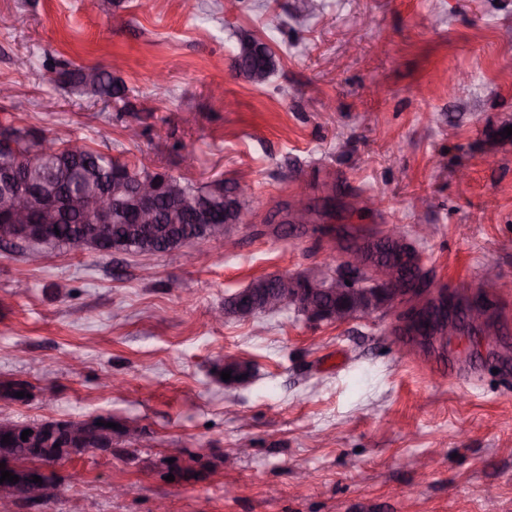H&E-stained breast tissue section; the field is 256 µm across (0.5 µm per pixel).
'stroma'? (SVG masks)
Returning a JSON list of instances; mask_svg holds the SVG:
<instances>
[{
    "label": "stroma",
    "mask_w": 512,
    "mask_h": 512,
    "mask_svg": "<svg viewBox=\"0 0 512 512\" xmlns=\"http://www.w3.org/2000/svg\"><path fill=\"white\" fill-rule=\"evenodd\" d=\"M0 0V125L57 130L197 184L238 183L242 224L154 255L0 248V419L111 416L112 456L61 465L46 512H512V0ZM285 22L274 32L275 19ZM267 42L261 87L234 67L238 32ZM102 65L117 102L56 81ZM332 200L308 230L278 202ZM429 227L426 298L484 293L494 328L403 349L400 312L310 321L211 315L258 277L296 274L343 233ZM251 365L224 381L225 359ZM53 388L52 402L41 398ZM210 449L165 478L167 449ZM127 485L126 495L112 493Z\"/></svg>",
    "instance_id": "35a3bbf8"
}]
</instances>
